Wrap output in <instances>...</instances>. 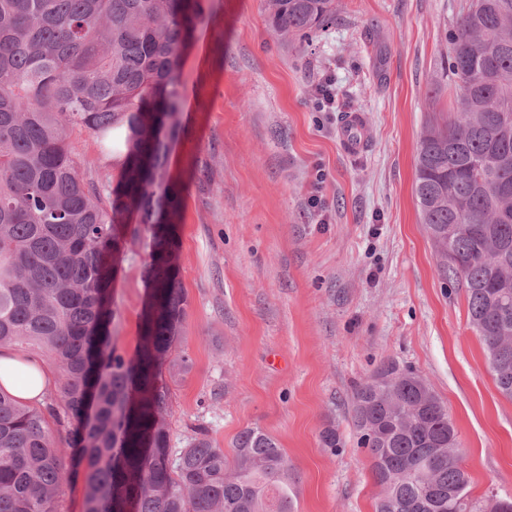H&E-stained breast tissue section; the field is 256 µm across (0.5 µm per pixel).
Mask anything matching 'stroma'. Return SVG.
<instances>
[{"label":"stroma","instance_id":"35a3bbf8","mask_svg":"<svg viewBox=\"0 0 512 512\" xmlns=\"http://www.w3.org/2000/svg\"><path fill=\"white\" fill-rule=\"evenodd\" d=\"M462 0H336L313 39L276 36L267 0H203L181 62L183 131L169 169L179 189L175 265L186 296L172 381L171 445L195 426L232 451L257 427L284 448L296 512H374L378 489L357 443L353 392L384 361L423 377L457 429L473 499L512 496V399L497 389L465 293L441 280L414 196L420 137L451 115L446 34ZM336 81L341 109L313 90ZM364 113L365 153L338 137ZM86 181H112L101 143L74 132ZM328 173V223L307 205ZM114 259L112 341L141 346L150 233ZM333 426L339 449L323 447ZM331 78L326 77L316 86V104L321 111L336 112L339 101Z\"/></svg>","mask_w":512,"mask_h":512}]
</instances>
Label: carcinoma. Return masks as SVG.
I'll return each instance as SVG.
<instances>
[{
  "instance_id": "cac0c4a2",
  "label": "carcinoma",
  "mask_w": 512,
  "mask_h": 512,
  "mask_svg": "<svg viewBox=\"0 0 512 512\" xmlns=\"http://www.w3.org/2000/svg\"><path fill=\"white\" fill-rule=\"evenodd\" d=\"M269 23L309 39L335 0H268ZM201 0H0V348L37 350L54 374L46 405L0 388V512H56L82 475L84 512H294L278 442L238 435L233 457L202 431L170 445V378L186 300L173 250L182 133L181 58ZM454 117L426 127L414 193L436 273L464 290L470 324L512 399V0H467L448 34ZM99 139L118 170L112 211L84 181L72 132ZM150 231L143 343L112 344V256L126 216ZM353 422L380 487L376 512H500L471 499L448 407L388 361L354 392ZM68 424L66 436L52 424Z\"/></svg>"
}]
</instances>
